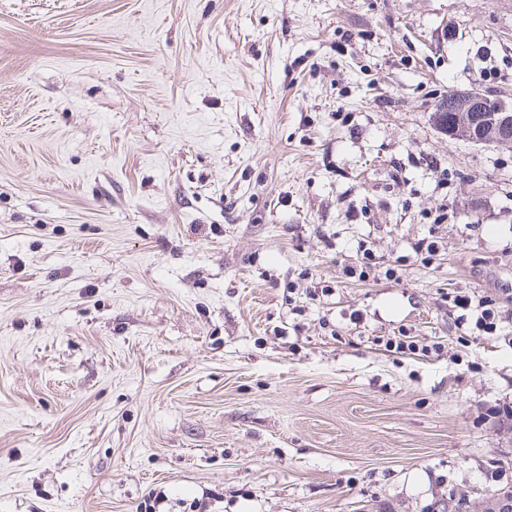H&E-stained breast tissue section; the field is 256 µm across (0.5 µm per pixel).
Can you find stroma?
<instances>
[{
  "label": "stroma",
  "instance_id": "stroma-1",
  "mask_svg": "<svg viewBox=\"0 0 512 512\" xmlns=\"http://www.w3.org/2000/svg\"><path fill=\"white\" fill-rule=\"evenodd\" d=\"M472 88L512 102V0H0V512H485L512 332L442 296L512 297V148L433 123ZM443 301L448 304L453 328L464 334L465 330H476L487 336H496L512 321V310L510 313V309H504L506 305L503 302L488 295L455 290L445 293ZM416 338L417 336H409V334L402 333L401 336L380 337L379 342H381L387 352L401 356L416 355L417 352L440 355L444 349V344L441 341L421 342Z\"/></svg>",
  "mask_w": 512,
  "mask_h": 512
}]
</instances>
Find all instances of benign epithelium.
Wrapping results in <instances>:
<instances>
[{
	"mask_svg": "<svg viewBox=\"0 0 512 512\" xmlns=\"http://www.w3.org/2000/svg\"><path fill=\"white\" fill-rule=\"evenodd\" d=\"M458 113L452 138L512 148V104L479 89L450 91L439 111Z\"/></svg>",
	"mask_w": 512,
	"mask_h": 512,
	"instance_id": "1",
	"label": "benign epithelium"
}]
</instances>
